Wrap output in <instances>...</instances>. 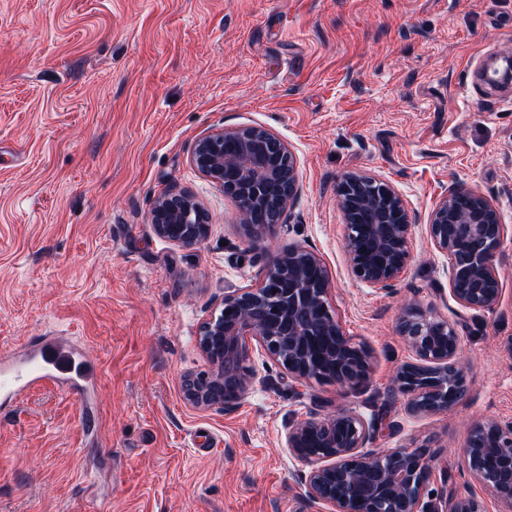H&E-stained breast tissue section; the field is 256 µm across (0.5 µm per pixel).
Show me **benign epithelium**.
Segmentation results:
<instances>
[{
	"label": "benign epithelium",
	"mask_w": 512,
	"mask_h": 512,
	"mask_svg": "<svg viewBox=\"0 0 512 512\" xmlns=\"http://www.w3.org/2000/svg\"><path fill=\"white\" fill-rule=\"evenodd\" d=\"M192 165L237 199L241 227L254 245L274 233L297 191L294 154L272 131L251 126L222 130L197 141ZM450 192L434 208L428 234L434 245L458 253L457 244L484 247L451 263L450 293L462 307L492 311L502 288L496 272L502 224L496 209L472 194L473 209L452 211ZM346 223V250L354 277L367 288L388 290L410 258L412 225L401 196L388 184L349 176L339 185ZM151 222L158 236L190 247L208 232L203 209L185 193H169L155 202ZM280 284L274 290V284ZM328 277L321 259L302 246L273 255L260 285L224 294L221 308L203 324L200 350L215 369L184 381L186 399L195 406H226L246 391L248 343L255 341L297 381L334 382L360 387L371 376L369 352L345 335L328 310ZM397 331L412 347L416 361L395 374L398 390L415 415L448 411L467 398L458 366L460 336L448 321L418 306H404ZM373 424L356 412L316 413L288 428L285 447L310 467L303 476L305 496L325 512H487L474 495L441 494L425 499L431 467L422 448H395L378 454L367 448ZM464 456L472 477L493 499L512 512V421L487 419L470 427Z\"/></svg>",
	"instance_id": "benign-epithelium-1"
}]
</instances>
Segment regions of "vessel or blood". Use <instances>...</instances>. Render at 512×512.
<instances>
[{
  "label": "vessel or blood",
  "instance_id": "obj_1",
  "mask_svg": "<svg viewBox=\"0 0 512 512\" xmlns=\"http://www.w3.org/2000/svg\"><path fill=\"white\" fill-rule=\"evenodd\" d=\"M97 378L95 365L81 348L57 336H40L23 351L0 357V406H13L49 385L83 396Z\"/></svg>",
  "mask_w": 512,
  "mask_h": 512
}]
</instances>
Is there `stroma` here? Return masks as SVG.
Masks as SVG:
<instances>
[{
	"label": "stroma",
	"mask_w": 512,
	"mask_h": 512,
	"mask_svg": "<svg viewBox=\"0 0 512 512\" xmlns=\"http://www.w3.org/2000/svg\"><path fill=\"white\" fill-rule=\"evenodd\" d=\"M512 52V0H0V353L56 334L99 367L87 397L47 386L0 418V512H321L285 435L314 412L382 415L380 451L426 446L430 496L500 507L467 472L466 430L512 418V87L481 70ZM261 126L297 162L298 189L262 248L236 199L191 164L196 141ZM392 186L412 222L394 293L364 287L344 248L337 188ZM498 211L502 296L490 312L449 292L427 224L450 189ZM193 195L210 225L179 247L155 200ZM302 245L327 301L370 353L361 389L292 381L250 344L254 381L203 408L197 336L225 293L257 287L276 251ZM454 324L467 400L413 416L393 384L415 356L403 298ZM200 429L214 447L192 444Z\"/></svg>",
	"instance_id": "obj_1"
}]
</instances>
